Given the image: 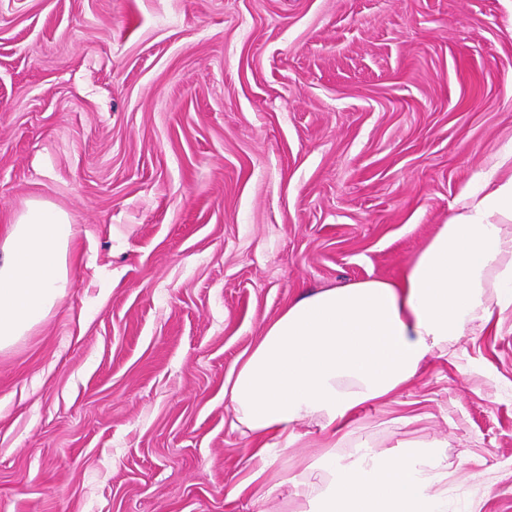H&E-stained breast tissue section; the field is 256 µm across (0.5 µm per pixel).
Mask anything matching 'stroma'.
<instances>
[{"label": "stroma", "mask_w": 512, "mask_h": 512, "mask_svg": "<svg viewBox=\"0 0 512 512\" xmlns=\"http://www.w3.org/2000/svg\"><path fill=\"white\" fill-rule=\"evenodd\" d=\"M512 0H0V229L78 234L0 352V512H313L228 501L224 383L301 293L398 279L512 143ZM281 460L319 481L327 439ZM436 441L448 512H512V308L361 409L336 457Z\"/></svg>", "instance_id": "obj_1"}]
</instances>
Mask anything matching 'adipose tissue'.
Segmentation results:
<instances>
[{
	"instance_id": "1",
	"label": "adipose tissue",
	"mask_w": 512,
	"mask_h": 512,
	"mask_svg": "<svg viewBox=\"0 0 512 512\" xmlns=\"http://www.w3.org/2000/svg\"><path fill=\"white\" fill-rule=\"evenodd\" d=\"M77 229L68 215L34 201L0 240V351L39 326L61 303ZM512 307V148L466 188L396 280L371 278L305 292L265 329L224 384L231 427L255 441L253 473L232 497L263 490L284 456L279 441L315 421L336 448L349 419L416 375L423 361L448 354L454 339L500 330ZM322 483L277 474L276 487L317 500L320 512H447L441 490L448 458L435 442H412L337 463L324 458Z\"/></svg>"
}]
</instances>
